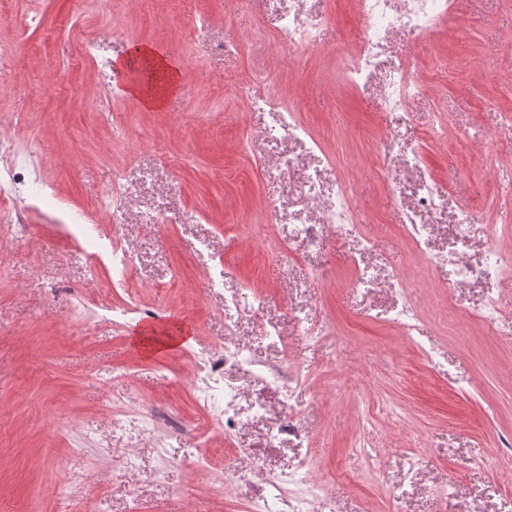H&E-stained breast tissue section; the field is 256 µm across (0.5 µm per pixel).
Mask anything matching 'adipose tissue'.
<instances>
[{
	"instance_id": "obj_1",
	"label": "adipose tissue",
	"mask_w": 512,
	"mask_h": 512,
	"mask_svg": "<svg viewBox=\"0 0 512 512\" xmlns=\"http://www.w3.org/2000/svg\"><path fill=\"white\" fill-rule=\"evenodd\" d=\"M121 67L127 71H141V80L132 83L128 92L150 110L162 109L168 98L176 94L181 85L179 66L147 45H131Z\"/></svg>"
}]
</instances>
